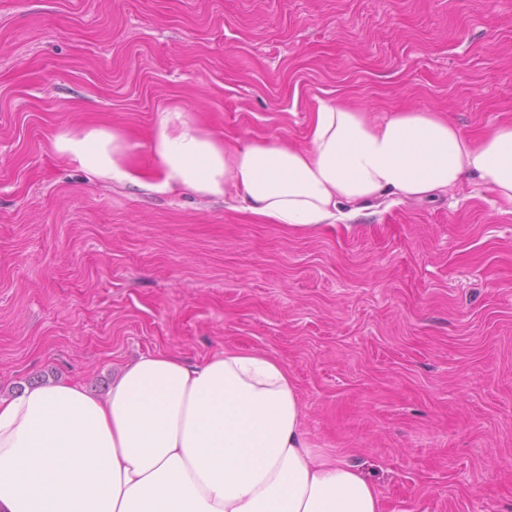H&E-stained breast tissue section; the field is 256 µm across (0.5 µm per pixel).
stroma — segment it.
Listing matches in <instances>:
<instances>
[{"label": "stroma", "mask_w": 512, "mask_h": 512, "mask_svg": "<svg viewBox=\"0 0 512 512\" xmlns=\"http://www.w3.org/2000/svg\"><path fill=\"white\" fill-rule=\"evenodd\" d=\"M339 92L471 138L512 122V0H0V396L101 397L150 352H264L310 446L382 512H512V210L478 181L287 233L52 146L121 130L151 180L160 107L241 147L301 145Z\"/></svg>", "instance_id": "35a3bbf8"}]
</instances>
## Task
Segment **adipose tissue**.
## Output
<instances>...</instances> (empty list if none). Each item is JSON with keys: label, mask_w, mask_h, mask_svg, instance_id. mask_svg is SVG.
I'll use <instances>...</instances> for the list:
<instances>
[{"label": "adipose tissue", "mask_w": 512, "mask_h": 512, "mask_svg": "<svg viewBox=\"0 0 512 512\" xmlns=\"http://www.w3.org/2000/svg\"><path fill=\"white\" fill-rule=\"evenodd\" d=\"M306 139L232 149L173 103L148 146L157 181L124 165L133 146L119 131H64L53 146L114 182L231 198L287 229L385 194L429 198L467 174L512 206V124L473 141L432 111L378 122L321 100ZM0 512H381V500L355 466L310 447L280 359L227 348L194 364L141 355L102 399L71 382L0 399Z\"/></svg>", "instance_id": "ef3b65f1"}]
</instances>
